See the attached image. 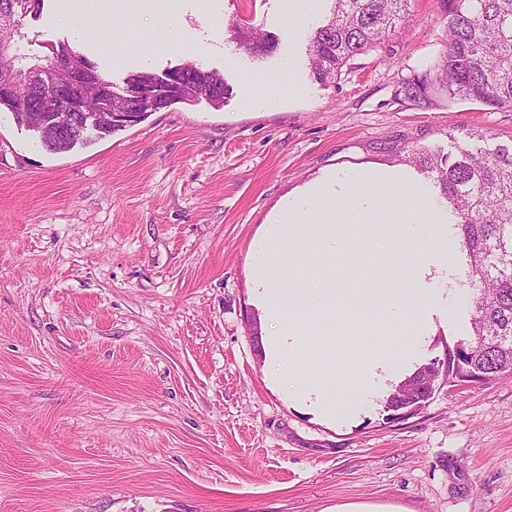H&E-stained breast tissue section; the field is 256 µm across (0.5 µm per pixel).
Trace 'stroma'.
Listing matches in <instances>:
<instances>
[{"label":"stroma","instance_id":"1","mask_svg":"<svg viewBox=\"0 0 512 512\" xmlns=\"http://www.w3.org/2000/svg\"><path fill=\"white\" fill-rule=\"evenodd\" d=\"M44 0L23 21L24 53L67 43L124 92L130 74L192 60L224 77L223 106L174 103L86 145L48 151L0 112V512H326L372 503L402 512H512V378L443 385L412 416L386 396L342 421L280 391L247 321L262 318L251 261L283 202L346 172L393 187H435L408 155L448 153L482 135L512 145V111L460 101L421 110L397 98L402 78L444 49L443 0H407L374 48L336 80L309 66L313 27L284 0H136L112 33L75 37ZM173 23L178 42L150 36ZM273 36L255 56L236 24ZM303 72L294 89L287 63ZM275 101L255 110V88ZM331 244L300 242L336 289L372 283L376 261L332 226ZM430 224H402L413 262L398 280L427 284L422 339L398 349L404 379L471 335L472 293L448 237L449 278L420 276ZM358 318L302 339L307 370L364 358Z\"/></svg>","mask_w":512,"mask_h":512}]
</instances>
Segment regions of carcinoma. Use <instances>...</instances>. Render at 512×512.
<instances>
[{
    "instance_id": "cac0c4a2",
    "label": "carcinoma",
    "mask_w": 512,
    "mask_h": 512,
    "mask_svg": "<svg viewBox=\"0 0 512 512\" xmlns=\"http://www.w3.org/2000/svg\"><path fill=\"white\" fill-rule=\"evenodd\" d=\"M26 0H0V11L17 22L13 32L0 39L22 40ZM407 0H336L333 17L317 27L311 37L310 65L327 80L338 76L352 57L380 39L400 16ZM448 13L445 50L434 66L404 79L397 94L422 109L459 100L483 103L496 109L512 108V0H445ZM234 39L252 52L268 54L269 42L254 27L237 26ZM83 55L61 44L34 62L52 64L45 72V90L53 92L54 71L72 73ZM179 93L175 100L199 97L223 105L226 85L217 72L194 62L181 64ZM172 103L160 92L148 106L139 107L140 119ZM12 113L18 124L37 132L50 151H69L82 140L46 125L48 112H36L25 97L0 98V110ZM424 170L437 175L441 197L448 202V220L466 257V283L475 293L472 339L465 350H454L458 361L448 362L447 373L468 377L512 376V147L494 150L456 147L448 154L418 157ZM425 402L424 394L403 399L390 395L387 407L400 411Z\"/></svg>"
}]
</instances>
